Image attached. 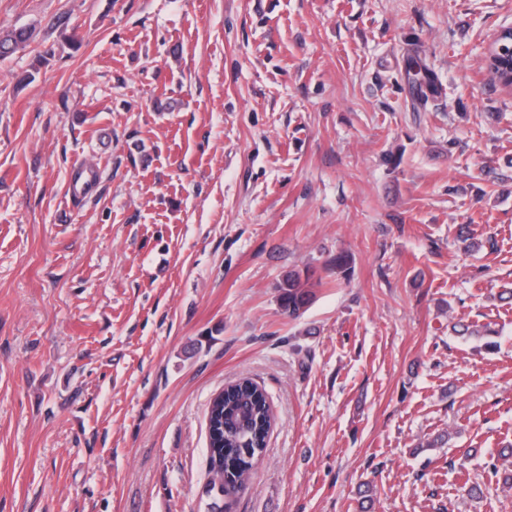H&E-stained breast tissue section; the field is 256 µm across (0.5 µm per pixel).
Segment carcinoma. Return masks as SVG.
<instances>
[{
	"label": "carcinoma",
	"mask_w": 512,
	"mask_h": 512,
	"mask_svg": "<svg viewBox=\"0 0 512 512\" xmlns=\"http://www.w3.org/2000/svg\"><path fill=\"white\" fill-rule=\"evenodd\" d=\"M31 36L29 27L0 30V59L14 54ZM406 75L422 96L437 92L433 73L420 60L414 57L407 60ZM318 285L320 282L311 281L307 273L288 272L278 285L280 307L292 318L299 316L312 301L314 287ZM208 417L215 433L208 441L213 477L207 484V493L212 496L211 512H216L220 504L238 494L245 483L240 473L229 469L227 460L243 448L248 449L253 459L262 455L274 419L266 391L247 377L230 382L224 394L214 397Z\"/></svg>",
	"instance_id": "obj_1"
}]
</instances>
